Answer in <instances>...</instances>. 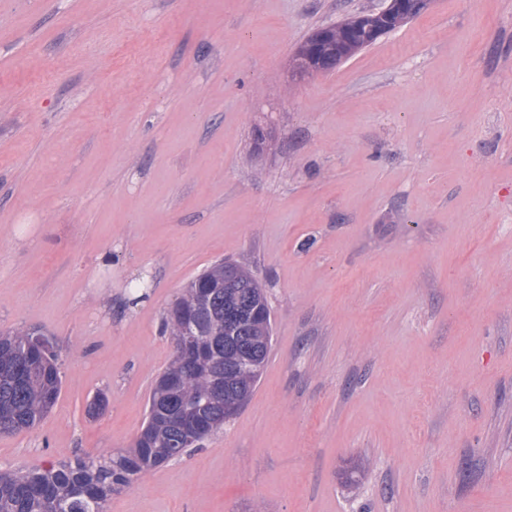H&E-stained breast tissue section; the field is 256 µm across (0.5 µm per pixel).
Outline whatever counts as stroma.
Instances as JSON below:
<instances>
[{
  "mask_svg": "<svg viewBox=\"0 0 512 512\" xmlns=\"http://www.w3.org/2000/svg\"><path fill=\"white\" fill-rule=\"evenodd\" d=\"M380 5L0 12V330L63 357L51 412L0 435L1 472L132 447L174 355L165 311L229 258L271 306L261 379L107 512H512V0H431L291 81L312 30Z\"/></svg>",
  "mask_w": 512,
  "mask_h": 512,
  "instance_id": "stroma-1",
  "label": "stroma"
}]
</instances>
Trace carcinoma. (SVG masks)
Returning <instances> with one entry per match:
<instances>
[{
  "label": "carcinoma",
  "mask_w": 512,
  "mask_h": 512,
  "mask_svg": "<svg viewBox=\"0 0 512 512\" xmlns=\"http://www.w3.org/2000/svg\"><path fill=\"white\" fill-rule=\"evenodd\" d=\"M429 0L399 20L356 14L315 30L289 59L291 76H313L312 45L345 62L417 16ZM164 331L195 336L175 351L151 389L145 425L133 450L109 463L78 459L37 471L0 473V512H105L112 492L129 487L156 467L181 457L187 432L201 441L234 419L251 397L268 362L273 321L265 286L253 272L221 260L200 273L166 311ZM62 376L59 354L41 351L23 327L0 333V434L35 427L54 407ZM232 410L224 412V406ZM364 470L351 465L341 483L356 488Z\"/></svg>",
  "instance_id": "carcinoma-1"
}]
</instances>
